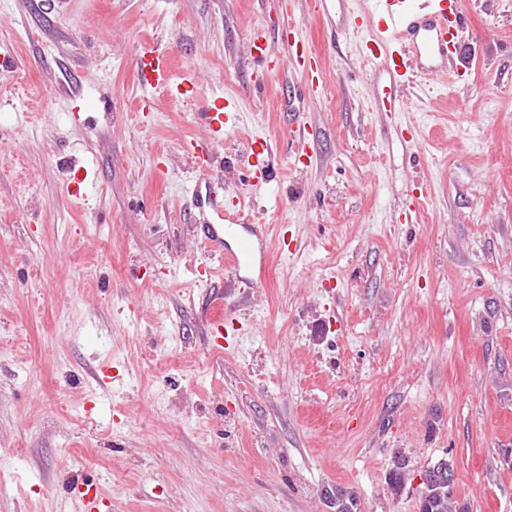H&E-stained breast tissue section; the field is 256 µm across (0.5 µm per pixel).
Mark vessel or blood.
Here are the masks:
<instances>
[{
	"mask_svg": "<svg viewBox=\"0 0 512 512\" xmlns=\"http://www.w3.org/2000/svg\"><path fill=\"white\" fill-rule=\"evenodd\" d=\"M374 6L361 15L360 28L371 29L366 43L365 57L375 74L389 88L387 100L381 101L383 111L401 109L399 92L410 85L414 77H426L439 73L457 76L461 65L459 34L466 24L462 0H432L428 10H420L407 0H373ZM293 70L304 77L306 95L319 89V78L311 52L292 44L288 47ZM253 59L259 61L265 71L277 70L280 58L262 29H254L250 47ZM139 76L148 88L170 87L172 94L184 99L196 95L194 75H187L177 85H170L171 59L167 51L152 49L138 61ZM240 117V103L232 97L211 98L203 113L206 134L203 139L185 143L186 151L210 163L218 148L224 144V134L236 126ZM270 144L252 140L248 152L259 164L254 176L255 187H262L270 180L267 163ZM192 231L205 243L213 260L225 264L238 283L257 287L262 277L260 268L266 267L270 245H277L284 253L291 252L292 242L282 239L271 242L260 212L246 211L240 199L219 200L192 191ZM223 302H214L208 316L207 331L211 347L224 349ZM73 512H110V506L98 487L85 484L76 489L71 498Z\"/></svg>",
	"mask_w": 512,
	"mask_h": 512,
	"instance_id": "1",
	"label": "vessel or blood"
}]
</instances>
